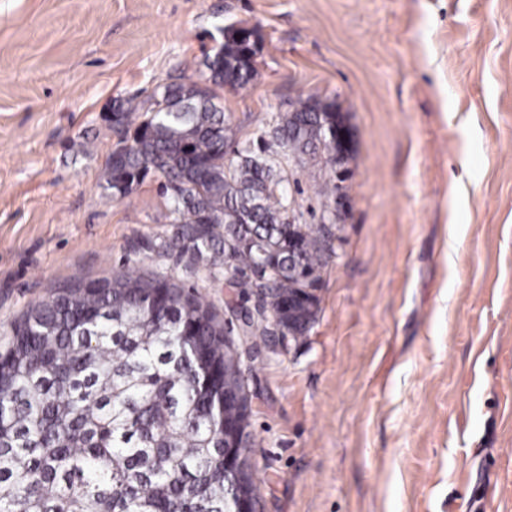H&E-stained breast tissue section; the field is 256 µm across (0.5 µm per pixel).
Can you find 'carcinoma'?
Returning <instances> with one entry per match:
<instances>
[{"label":"carcinoma","instance_id":"carcinoma-1","mask_svg":"<svg viewBox=\"0 0 512 512\" xmlns=\"http://www.w3.org/2000/svg\"><path fill=\"white\" fill-rule=\"evenodd\" d=\"M246 47L224 41L200 65L204 80L244 92ZM212 89L171 83L112 112L120 137L107 163L112 195L165 180L169 234L160 257L224 261L233 286L268 289L245 332L288 327L282 305L316 286L335 254L331 231L287 223L284 166L336 158L331 105L305 100L255 142L236 132ZM236 370L224 327L192 293L121 268L33 307L0 356V512H228L236 476L224 473V371Z\"/></svg>","mask_w":512,"mask_h":512}]
</instances>
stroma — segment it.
<instances>
[{"label": "stroma", "instance_id": "stroma-1", "mask_svg": "<svg viewBox=\"0 0 512 512\" xmlns=\"http://www.w3.org/2000/svg\"><path fill=\"white\" fill-rule=\"evenodd\" d=\"M255 28L239 142L300 101L352 130L309 333L236 342L258 512H512V0H0V352L24 313L123 264L247 304L223 266L140 250L157 177L106 182L115 100L200 80ZM321 165L287 166L303 224Z\"/></svg>", "mask_w": 512, "mask_h": 512}]
</instances>
